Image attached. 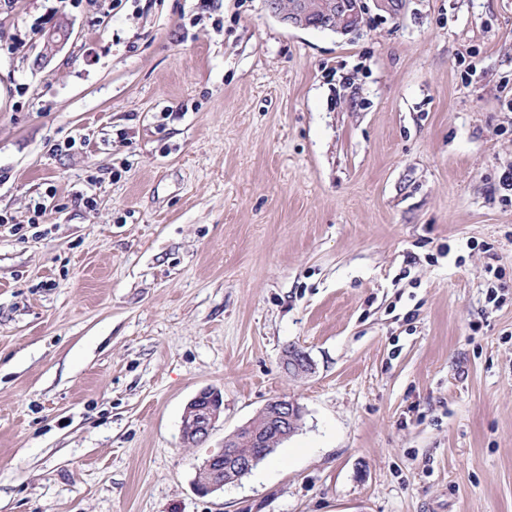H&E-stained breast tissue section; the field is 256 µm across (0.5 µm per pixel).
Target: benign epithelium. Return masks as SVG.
<instances>
[{"instance_id":"7a95c632","label":"benign epithelium","mask_w":512,"mask_h":512,"mask_svg":"<svg viewBox=\"0 0 512 512\" xmlns=\"http://www.w3.org/2000/svg\"><path fill=\"white\" fill-rule=\"evenodd\" d=\"M271 14L282 22L297 28L330 30L343 35L358 31L364 23L365 0H268ZM69 35L68 26L62 24L45 34L39 55L53 56L63 46ZM283 367L288 375L307 377L314 371L308 354L300 349H288ZM224 411V398L215 388H203L187 403L181 422V438L185 446L194 447L209 436ZM267 422L264 436L251 437L252 443L266 454L273 443L291 436L301 425L303 407L294 399L277 397L267 402L259 411ZM250 424L238 428L224 441V447L212 451L202 461L197 471L205 478L195 477L198 492L210 494L224 489V460L236 461V470L244 472L257 461L259 455L239 458L233 451L237 434L248 429Z\"/></svg>"}]
</instances>
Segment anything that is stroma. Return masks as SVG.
<instances>
[{
	"instance_id": "obj_1",
	"label": "stroma",
	"mask_w": 512,
	"mask_h": 512,
	"mask_svg": "<svg viewBox=\"0 0 512 512\" xmlns=\"http://www.w3.org/2000/svg\"><path fill=\"white\" fill-rule=\"evenodd\" d=\"M0 88V512H512V0L347 35L266 0H16ZM282 396L301 429L199 493ZM69 35V29L66 24L59 25L57 28L45 34L39 55L44 58L53 56L63 46ZM283 367L288 375L297 378L307 377L314 371V365L308 354L300 349H288L284 355ZM224 411V398L215 388H203L187 403L181 422L185 446L194 447L209 436Z\"/></svg>"
}]
</instances>
